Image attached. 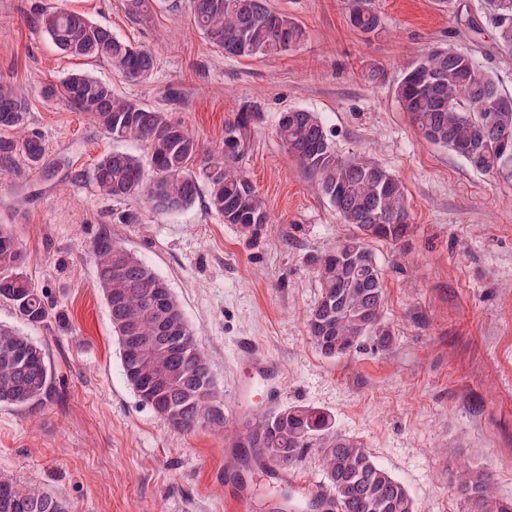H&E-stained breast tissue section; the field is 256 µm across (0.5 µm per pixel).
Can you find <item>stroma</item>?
Segmentation results:
<instances>
[{"instance_id": "obj_1", "label": "stroma", "mask_w": 512, "mask_h": 512, "mask_svg": "<svg viewBox=\"0 0 512 512\" xmlns=\"http://www.w3.org/2000/svg\"><path fill=\"white\" fill-rule=\"evenodd\" d=\"M383 19L371 36L354 30L347 0H271L303 24L307 40L283 56H224L196 29L187 0H153L132 18L125 0H0V78L26 96L29 121L46 140L39 168L0 163V224L15 225L24 271L52 307L23 322L0 301V323L44 350L53 385L29 408L0 405V476L33 482L72 512H276L281 482L233 445V430L270 408L241 399L260 390L254 352L274 364L276 406L331 415L407 489L415 512H465L453 491L465 459L488 469L494 492L512 498V179L472 170L420 136L395 98L403 70L441 45L471 55L512 95V55L499 50L484 0H371ZM84 13L119 38L149 48L152 78L129 81L104 64L63 55L36 24L35 6ZM379 66L386 79L371 83ZM80 70L111 82L140 105L171 112L205 149L224 148V125L242 106L258 110L239 164L265 197L271 222L247 243L208 208V191L176 212L145 199L101 194L96 160L119 148L147 160L145 145L115 144L94 119L44 99L43 87ZM291 108L317 113L337 154L377 162L403 183L413 229L374 252L384 277L391 350L330 358L310 340L306 313L319 296L305 255L349 232L275 133ZM132 210L137 224L118 223ZM107 233L165 279L209 357L226 432L171 431L128 386L120 348L89 252ZM289 488L311 507L324 486L309 449Z\"/></svg>"}]
</instances>
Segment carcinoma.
<instances>
[{"label":"carcinoma","instance_id":"carcinoma-1","mask_svg":"<svg viewBox=\"0 0 512 512\" xmlns=\"http://www.w3.org/2000/svg\"><path fill=\"white\" fill-rule=\"evenodd\" d=\"M196 27L224 55L242 59L280 56L303 45L307 31L269 0H189ZM497 47L512 54V0H485ZM349 24L363 35L382 29L370 0H349ZM36 23L63 53L107 63L131 81L150 80L153 53L134 46L83 14L41 9ZM70 108L90 114L116 142L148 145L150 166L125 151L101 156L93 170L99 190L114 198L144 195L161 212L191 206L198 176L208 205L251 243L270 223L265 199L237 162L251 141L258 112L242 107L224 126V152L204 154L199 139L171 113L117 97L112 85L83 72L67 74L45 89ZM395 97L427 142L445 147L483 174L512 176V96L474 58L433 48L402 73ZM0 160L22 156L37 166L46 154L43 134L32 127L26 98L0 80ZM276 133L299 166L352 232L319 254L304 257L318 279L315 306L305 316L309 338L327 357L362 348L387 351L395 336L384 316L385 288L372 243L396 244L411 231L405 188L385 168L360 158L336 156L320 117L304 109L280 114ZM201 164L200 174L194 166ZM96 282L112 321L126 381L142 405L175 433L226 428L224 404L210 361L168 283L134 252L103 234L91 244ZM25 257L9 224H0V297L21 318L38 324L49 316L43 294L23 273ZM52 376L42 347L18 328L0 324V405L27 407L43 401ZM238 448H256L265 468L293 467L310 448L319 450L332 512H414L405 487L364 445L332 431L322 410L291 406L265 413L237 430ZM453 488L466 512H512V499L493 492L491 472L464 464ZM0 512H69L55 494L0 477Z\"/></svg>","mask_w":512,"mask_h":512}]
</instances>
